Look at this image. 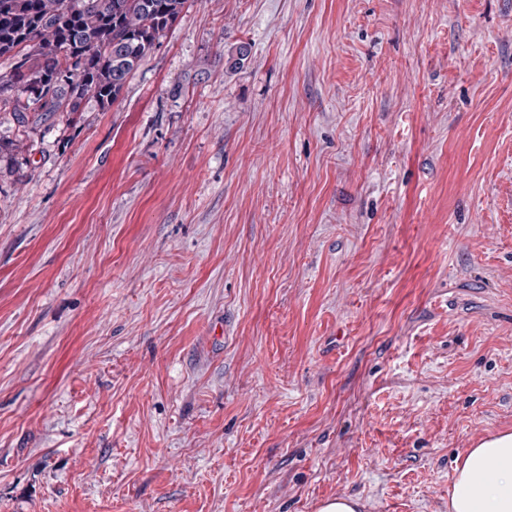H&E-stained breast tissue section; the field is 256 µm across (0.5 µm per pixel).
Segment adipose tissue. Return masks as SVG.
I'll use <instances>...</instances> for the list:
<instances>
[{"mask_svg":"<svg viewBox=\"0 0 512 512\" xmlns=\"http://www.w3.org/2000/svg\"><path fill=\"white\" fill-rule=\"evenodd\" d=\"M448 512H512V434L468 449L456 468Z\"/></svg>","mask_w":512,"mask_h":512,"instance_id":"adipose-tissue-1","label":"adipose tissue"}]
</instances>
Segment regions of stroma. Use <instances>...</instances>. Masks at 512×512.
<instances>
[{
	"instance_id": "obj_1",
	"label": "stroma",
	"mask_w": 512,
	"mask_h": 512,
	"mask_svg": "<svg viewBox=\"0 0 512 512\" xmlns=\"http://www.w3.org/2000/svg\"><path fill=\"white\" fill-rule=\"evenodd\" d=\"M18 160L0 512H448L512 433V0H188Z\"/></svg>"
}]
</instances>
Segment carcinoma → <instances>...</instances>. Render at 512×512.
Here are the masks:
<instances>
[{
	"instance_id": "obj_1",
	"label": "carcinoma",
	"mask_w": 512,
	"mask_h": 512,
	"mask_svg": "<svg viewBox=\"0 0 512 512\" xmlns=\"http://www.w3.org/2000/svg\"><path fill=\"white\" fill-rule=\"evenodd\" d=\"M187 0H0V112L18 131L0 155L21 148L50 112L115 104L141 61Z\"/></svg>"
}]
</instances>
